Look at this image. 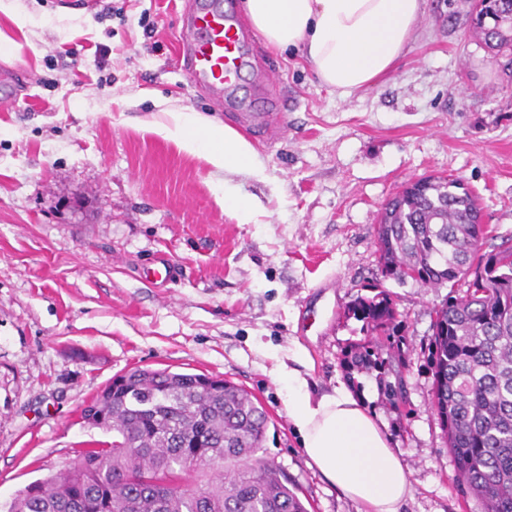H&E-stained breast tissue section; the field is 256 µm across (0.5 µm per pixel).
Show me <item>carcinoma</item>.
Wrapping results in <instances>:
<instances>
[{
  "label": "carcinoma",
  "instance_id": "carcinoma-1",
  "mask_svg": "<svg viewBox=\"0 0 512 512\" xmlns=\"http://www.w3.org/2000/svg\"><path fill=\"white\" fill-rule=\"evenodd\" d=\"M498 22L486 23L479 13ZM472 28L492 51L512 50V0H483ZM477 198L459 178L412 181L384 205L376 227L382 277L450 288L434 309L432 406L455 481L485 512H512V238L489 252ZM345 316L361 323L340 367L353 387L376 373L381 404L406 402V321L375 286ZM112 434L78 451L68 469L18 490L3 512H309L298 487L259 455L269 416L247 389L205 373L134 368L81 409Z\"/></svg>",
  "mask_w": 512,
  "mask_h": 512
}]
</instances>
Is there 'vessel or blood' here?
<instances>
[{
    "mask_svg": "<svg viewBox=\"0 0 512 512\" xmlns=\"http://www.w3.org/2000/svg\"><path fill=\"white\" fill-rule=\"evenodd\" d=\"M183 29L185 38L177 56L194 91L225 110L235 127L276 139L282 113L250 111L239 95L240 80L252 63L247 52L249 35L236 17L232 0H186Z\"/></svg>",
    "mask_w": 512,
    "mask_h": 512,
    "instance_id": "b4317fda",
    "label": "vessel or blood"
}]
</instances>
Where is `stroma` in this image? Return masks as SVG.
<instances>
[{
  "label": "stroma",
  "mask_w": 512,
  "mask_h": 512,
  "mask_svg": "<svg viewBox=\"0 0 512 512\" xmlns=\"http://www.w3.org/2000/svg\"><path fill=\"white\" fill-rule=\"evenodd\" d=\"M0 67L26 77L0 108V504L65 469L111 434L80 412L134 367L224 377L252 392L271 423L264 455L310 512H365L309 467L288 417L285 371L332 392L359 324L343 310L383 283L408 317L401 412L379 405L409 473L402 512H483L462 496L431 405L432 311L447 289L384 280L376 226L408 182L461 178L495 236L512 235V54L474 33L472 0H425L397 68L343 97L301 55L252 36L240 94L283 103L273 141L251 137L262 174L228 172L154 133L171 107L223 120L176 67L183 0H10ZM254 210L217 203L223 184ZM160 254L179 267L146 278Z\"/></svg>",
  "instance_id": "1"
}]
</instances>
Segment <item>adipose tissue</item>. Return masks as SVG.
<instances>
[{
  "mask_svg": "<svg viewBox=\"0 0 512 512\" xmlns=\"http://www.w3.org/2000/svg\"><path fill=\"white\" fill-rule=\"evenodd\" d=\"M424 0H242L252 29L281 51L301 52L319 82L348 96L392 72L412 39ZM164 139L218 169L261 164L237 131L183 109L156 126ZM288 416L311 464L366 512H400L408 474L373 415L345 385L312 396L306 379L288 376Z\"/></svg>",
  "mask_w": 512,
  "mask_h": 512,
  "instance_id": "1",
  "label": "adipose tissue"
}]
</instances>
